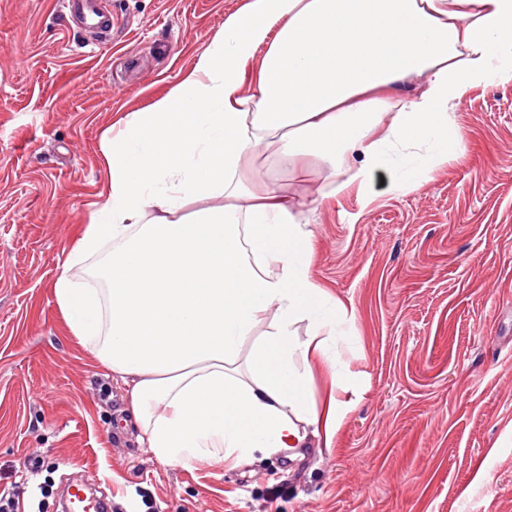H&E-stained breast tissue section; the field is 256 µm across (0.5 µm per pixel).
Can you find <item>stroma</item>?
Segmentation results:
<instances>
[{
    "instance_id": "obj_1",
    "label": "stroma",
    "mask_w": 512,
    "mask_h": 512,
    "mask_svg": "<svg viewBox=\"0 0 512 512\" xmlns=\"http://www.w3.org/2000/svg\"><path fill=\"white\" fill-rule=\"evenodd\" d=\"M244 0H105L99 35L59 0H0V489L61 512L82 475L117 512H512V80L453 110L466 151L426 182L335 192L259 157L308 212L312 281L347 321L313 359L331 444L230 468L140 447L129 395L71 336L54 284L108 179L104 130L192 69Z\"/></svg>"
}]
</instances>
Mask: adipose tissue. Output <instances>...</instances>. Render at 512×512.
<instances>
[{"mask_svg": "<svg viewBox=\"0 0 512 512\" xmlns=\"http://www.w3.org/2000/svg\"><path fill=\"white\" fill-rule=\"evenodd\" d=\"M496 79L512 80V0H246L176 87L104 131L108 187L54 291L142 445L221 465L301 447L309 425L332 439L341 408L316 410L308 364L325 344L294 326L346 313L309 275L310 202L250 162L344 166L340 192L386 169L406 191L463 153L448 109Z\"/></svg>", "mask_w": 512, "mask_h": 512, "instance_id": "1", "label": "adipose tissue"}]
</instances>
